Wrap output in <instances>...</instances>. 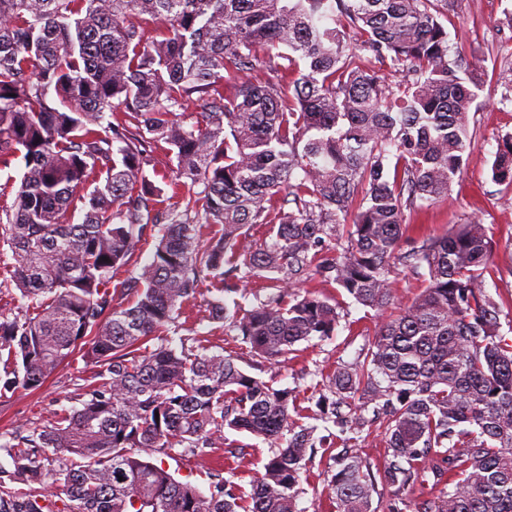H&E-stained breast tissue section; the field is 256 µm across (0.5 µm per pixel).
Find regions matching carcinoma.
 I'll return each instance as SVG.
<instances>
[{
	"label": "carcinoma",
	"mask_w": 512,
	"mask_h": 512,
	"mask_svg": "<svg viewBox=\"0 0 512 512\" xmlns=\"http://www.w3.org/2000/svg\"><path fill=\"white\" fill-rule=\"evenodd\" d=\"M449 5L0 0V171L24 163L11 204L0 186V289L24 300L0 312V398L39 389L77 353L94 366L74 406L0 434V512H297L314 428L296 424L292 391L190 352L205 337L179 335L181 308L203 288L235 293L273 274L290 289L334 283L382 312L396 263L424 288L336 369L319 415L359 435L373 406L382 480L400 491L427 465L443 485L431 512H512V340L485 291L488 228L474 219L400 248L405 211L448 197L473 145L484 59L450 46ZM385 68L403 80L385 84ZM491 172L512 186V134ZM147 236L152 257L113 283ZM212 313L265 360L339 321L329 300L282 289ZM226 429L277 445L250 491L216 482L205 494L168 472L164 458H202ZM336 463V512H373L370 464L347 448Z\"/></svg>",
	"instance_id": "obj_1"
}]
</instances>
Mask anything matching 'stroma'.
Here are the masks:
<instances>
[{"mask_svg":"<svg viewBox=\"0 0 512 512\" xmlns=\"http://www.w3.org/2000/svg\"><path fill=\"white\" fill-rule=\"evenodd\" d=\"M447 27L451 44L479 51L487 59L483 88L470 112L473 148L464 174L454 180L447 199L426 212L407 214L403 245L408 248L424 238L442 235L466 217H482L492 232V258L499 270L495 278L486 281L485 290L503 303L501 331L507 335L512 333V192L493 181L491 165L498 139L512 133V102L505 100L503 85L504 78H512V0H451ZM317 290L339 304L335 335L301 342L288 357L262 363L252 360L247 344L235 330L211 322L208 314L217 301L231 311L251 309L258 298L266 297V290L244 296L205 288L183 307L189 328L223 347L242 369L273 387L294 391L297 421L303 425L315 410L313 394L325 376L337 366L353 362L383 320L375 310L354 303L336 285L322 283ZM91 374V366L77 357L60 367L40 389L0 400V433L12 432L32 419L49 420L53 412L69 406L78 377ZM338 432L333 423L319 422L316 434L321 442L312 462L299 474L297 512H334L326 486L336 472L335 458L341 450L336 442ZM270 454V443L228 430L223 447L210 449L199 459L175 454L166 458L165 466L176 480L204 490L218 481L245 488L262 472Z\"/></svg>","mask_w":512,"mask_h":512,"instance_id":"1","label":"stroma"}]
</instances>
